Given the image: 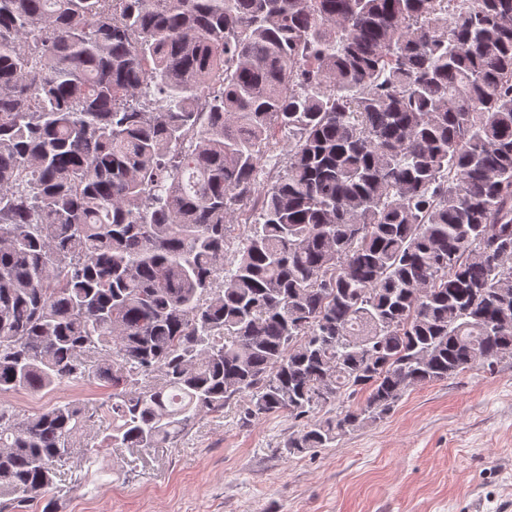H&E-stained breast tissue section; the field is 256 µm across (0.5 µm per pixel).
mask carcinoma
<instances>
[{
  "label": "carcinoma",
  "mask_w": 512,
  "mask_h": 512,
  "mask_svg": "<svg viewBox=\"0 0 512 512\" xmlns=\"http://www.w3.org/2000/svg\"><path fill=\"white\" fill-rule=\"evenodd\" d=\"M506 358L512 0H0V397L109 384L86 459L365 393L287 443L327 448ZM96 417L1 401L0 507ZM287 144L288 137L279 133L264 152L258 175V181L261 185L268 183L270 179L268 176H275L278 173L283 174L286 166L285 150ZM268 172L270 173L268 174Z\"/></svg>",
  "instance_id": "carcinoma-1"
}]
</instances>
